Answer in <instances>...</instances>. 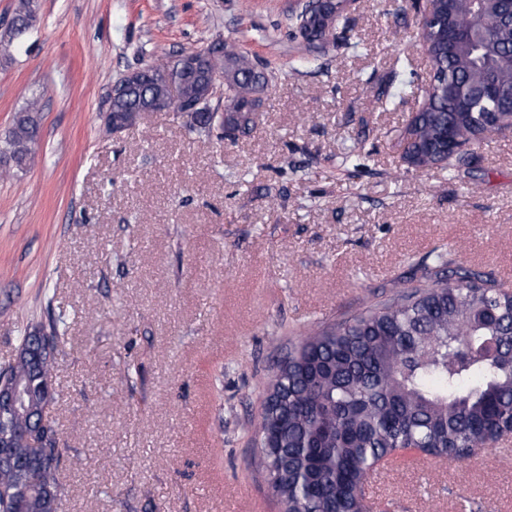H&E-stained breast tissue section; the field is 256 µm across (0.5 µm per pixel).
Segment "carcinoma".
<instances>
[{
    "instance_id": "obj_1",
    "label": "carcinoma",
    "mask_w": 512,
    "mask_h": 512,
    "mask_svg": "<svg viewBox=\"0 0 512 512\" xmlns=\"http://www.w3.org/2000/svg\"><path fill=\"white\" fill-rule=\"evenodd\" d=\"M501 0H452L461 30L480 13L483 34L463 35L453 49L439 42V26L418 30V45L435 72L420 89L415 111L394 134L409 167L471 174L484 124L512 133L506 102H476L470 89L492 83L512 91V28L496 18ZM35 0H17L0 32V46L20 43L33 30ZM295 26L307 30L304 64L329 47L348 48L351 28L343 0L327 19L301 10ZM171 61L146 65L127 94L109 97L112 122L134 127L153 99L168 93ZM209 69L223 77L220 97L206 112H171L201 141H236L256 127L250 111L272 81L234 41H224ZM415 86L406 65L393 72L378 96L404 100ZM204 77L182 80L181 94H206ZM40 101L16 113L0 147V177L27 167L39 138ZM65 322L57 316L29 326L11 361L0 368V391L19 393L0 407V512H57V432L48 417L56 400L55 354ZM288 351L264 382L254 434L258 465L279 512H370L369 478L383 461L412 449L423 458L467 468L480 453L512 434V291L479 271L453 267L445 252L416 266L412 279L389 296L332 320L292 332Z\"/></svg>"
}]
</instances>
